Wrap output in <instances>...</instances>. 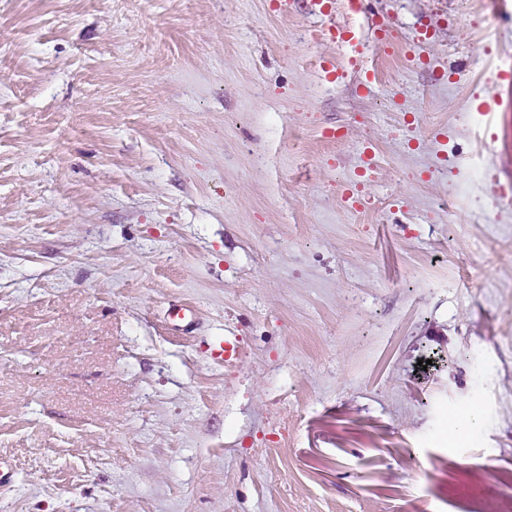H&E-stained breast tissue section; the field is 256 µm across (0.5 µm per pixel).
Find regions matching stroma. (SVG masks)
<instances>
[{
  "label": "stroma",
  "instance_id": "stroma-1",
  "mask_svg": "<svg viewBox=\"0 0 512 512\" xmlns=\"http://www.w3.org/2000/svg\"><path fill=\"white\" fill-rule=\"evenodd\" d=\"M500 2L0 0V512H512Z\"/></svg>",
  "mask_w": 512,
  "mask_h": 512
}]
</instances>
